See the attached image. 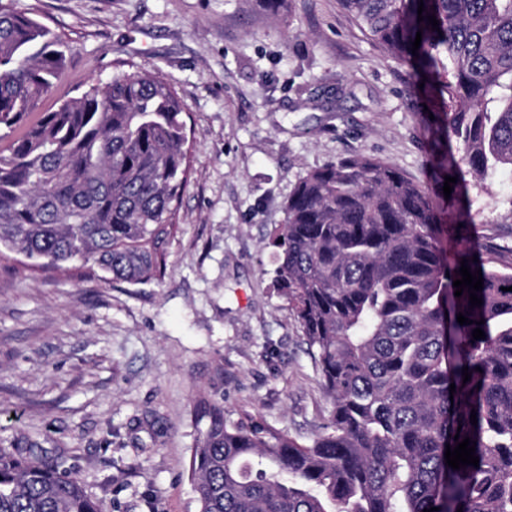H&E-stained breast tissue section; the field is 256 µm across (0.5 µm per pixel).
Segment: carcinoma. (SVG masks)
Segmentation results:
<instances>
[{
  "instance_id": "carcinoma-1",
  "label": "carcinoma",
  "mask_w": 512,
  "mask_h": 512,
  "mask_svg": "<svg viewBox=\"0 0 512 512\" xmlns=\"http://www.w3.org/2000/svg\"><path fill=\"white\" fill-rule=\"evenodd\" d=\"M13 2L0 0V257L161 279L188 182L177 92L131 67L38 111L68 47ZM341 2L440 98L428 141L438 191L364 154L299 178L273 239L274 286L315 359L328 419L306 442L201 397L188 463L197 512H512V271L449 248L470 233L465 173L512 167V0ZM464 259L482 270L473 308L468 290L454 295ZM456 435L476 442L479 466L446 465ZM37 447L0 449V512H101Z\"/></svg>"
}]
</instances>
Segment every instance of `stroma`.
<instances>
[{"instance_id": "stroma-1", "label": "stroma", "mask_w": 512, "mask_h": 512, "mask_svg": "<svg viewBox=\"0 0 512 512\" xmlns=\"http://www.w3.org/2000/svg\"><path fill=\"white\" fill-rule=\"evenodd\" d=\"M71 47L43 109L135 67L185 107L192 175L165 276L106 282L0 262V448L64 457L101 512H197L187 463L209 393L311 438L329 400L271 233L298 179L363 153L429 181L435 100L340 0H15ZM478 243L512 268V168L467 177Z\"/></svg>"}]
</instances>
